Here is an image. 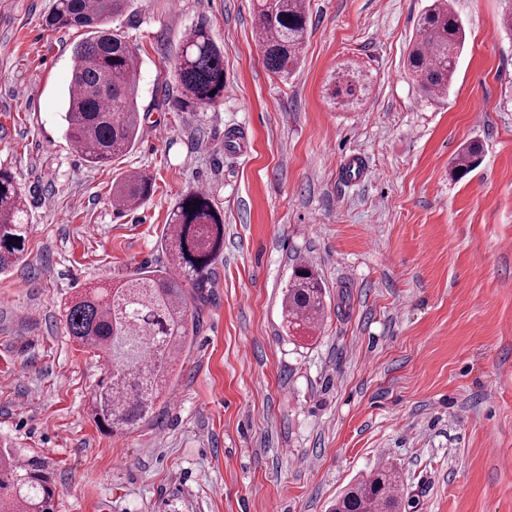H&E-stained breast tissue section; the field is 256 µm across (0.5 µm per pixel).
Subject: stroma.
I'll return each instance as SVG.
<instances>
[{
  "label": "stroma",
  "instance_id": "35a3bbf8",
  "mask_svg": "<svg viewBox=\"0 0 512 512\" xmlns=\"http://www.w3.org/2000/svg\"><path fill=\"white\" fill-rule=\"evenodd\" d=\"M512 0H453L466 32L447 94L406 59L429 0H308L297 67L263 63L256 0H133L110 28L138 48L142 136L86 163L63 120L77 29L54 0H0V168L28 212L0 275V448L47 472L55 512H331L378 464L406 512H512ZM224 51V93L179 106L185 32ZM366 72L356 107L327 94ZM480 165L450 176L470 142ZM154 193L112 204L129 173ZM204 189L224 254L167 401L134 430H100L106 367L68 336L63 304L163 261L175 201ZM326 289L304 336L283 320L297 261Z\"/></svg>",
  "mask_w": 512,
  "mask_h": 512
}]
</instances>
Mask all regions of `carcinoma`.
Wrapping results in <instances>:
<instances>
[{"mask_svg":"<svg viewBox=\"0 0 512 512\" xmlns=\"http://www.w3.org/2000/svg\"><path fill=\"white\" fill-rule=\"evenodd\" d=\"M132 0H56L47 24L55 30L83 29L87 36L72 52V74L64 113L66 137L84 160L102 166L137 143V49L109 20ZM257 25L266 68L286 78L297 64L309 26L306 0H257ZM419 37L407 63L422 91L443 95L452 85L465 42V29L450 0H432L417 21ZM180 104L202 107L224 92V55L204 25L184 36L176 65ZM330 95L342 107L361 102L368 76L343 67ZM482 147L469 145L453 168L461 178L480 161ZM145 175L129 174L112 189L116 206L138 205L153 193ZM26 204L14 175L0 169V273L20 259L28 235ZM166 262L140 266L103 292L86 291L64 303L70 336L110 367L93 394L94 419L103 430L122 434L149 420L156 402L177 373L180 357L199 320L193 303L205 298L214 265L224 250V219L205 191H190L173 206L162 238ZM325 289L310 264L295 266L283 287L288 327L313 331L325 310ZM402 476L392 466L376 468L336 499L333 512H402ZM51 480L0 453V509L55 512Z\"/></svg>","mask_w":512,"mask_h":512,"instance_id":"1","label":"carcinoma"}]
</instances>
